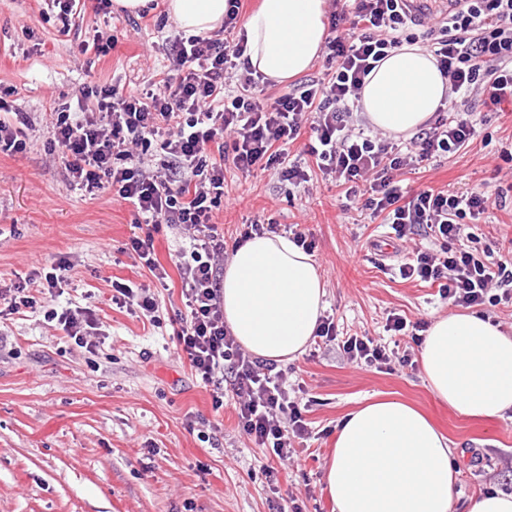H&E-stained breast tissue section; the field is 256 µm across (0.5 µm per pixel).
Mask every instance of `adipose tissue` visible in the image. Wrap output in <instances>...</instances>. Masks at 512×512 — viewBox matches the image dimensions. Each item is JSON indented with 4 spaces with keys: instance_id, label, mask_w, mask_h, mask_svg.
Returning <instances> with one entry per match:
<instances>
[{
    "instance_id": "ef3b65f1",
    "label": "adipose tissue",
    "mask_w": 512,
    "mask_h": 512,
    "mask_svg": "<svg viewBox=\"0 0 512 512\" xmlns=\"http://www.w3.org/2000/svg\"><path fill=\"white\" fill-rule=\"evenodd\" d=\"M226 0H169L168 15L187 34L222 28ZM326 0H262L244 22L246 55L267 81L305 73L327 36ZM434 56L419 44L393 50L365 78L359 108L377 130L408 137L448 95ZM312 256L285 235L253 236L224 268V319L253 356L275 362L302 355L325 309ZM422 375L459 414L512 411V335L488 316L464 310L435 319L420 348ZM457 477L447 438L418 410L377 401L336 429L324 470L335 512H453Z\"/></svg>"
}]
</instances>
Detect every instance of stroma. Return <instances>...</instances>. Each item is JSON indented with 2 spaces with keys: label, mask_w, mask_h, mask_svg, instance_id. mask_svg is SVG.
<instances>
[{
  "label": "stroma",
  "mask_w": 512,
  "mask_h": 512,
  "mask_svg": "<svg viewBox=\"0 0 512 512\" xmlns=\"http://www.w3.org/2000/svg\"><path fill=\"white\" fill-rule=\"evenodd\" d=\"M81 0L69 34L46 20L45 0H0V91L15 90L34 128L26 153L0 157V284L26 277L57 258L69 260V284L56 306H90L106 333L96 354L62 339L42 313L13 316L0 326V512H332L323 474L336 428L350 411L377 399L421 410L455 450L459 492L454 512L489 488L512 493V412L472 419L441 402L415 361L421 342L385 330L389 313L432 322L455 307L437 287L403 280L397 265L423 237L401 241L388 225L320 173L300 186L273 172L243 177L224 171V205L213 222L232 251L244 224L272 220L281 231L312 235L313 259L326 285L328 314L343 334L372 337L396 354L379 370L347 360L337 343L310 344L282 363L312 429L288 468L265 459L237 427L232 402L214 408L170 338L182 308L181 279L172 261L184 246L176 227L154 231L155 252L170 274L157 288L160 325L113 305L111 282L152 284L129 247L138 235L131 207L112 192L74 189L47 142L51 103L75 101L83 88L113 86L136 93L167 64L159 10L146 16L98 9ZM111 37L107 55L81 52ZM469 103L483 133L467 148L398 172L408 190L465 192L512 185V103ZM471 247L512 269V196L493 203L468 225ZM407 355L411 364L400 363ZM277 467L269 486L261 464Z\"/></svg>",
  "instance_id": "obj_1"
}]
</instances>
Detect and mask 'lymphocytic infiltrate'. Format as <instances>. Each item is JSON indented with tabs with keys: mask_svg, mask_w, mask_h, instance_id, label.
Here are the masks:
<instances>
[{
	"mask_svg": "<svg viewBox=\"0 0 512 512\" xmlns=\"http://www.w3.org/2000/svg\"><path fill=\"white\" fill-rule=\"evenodd\" d=\"M242 7V0H227L223 37L168 36L169 67L140 92L125 96L91 87L76 104L50 106L48 144L70 184L89 193L115 192L136 223L148 225L130 248L159 284L169 273L156 257L151 228L163 223L181 230L187 245L174 265L185 312L172 341L214 406L232 397L241 432L284 466L294 459L295 440L309 437L310 428L275 363L243 351L224 323V235L213 222L224 202V166L244 174L272 170L293 184L308 183V171L289 162L288 148L311 130L315 142L308 152L323 178L344 188L346 200L363 198L396 238L422 231L435 239V246L412 251L399 267L401 278L437 285L456 306L485 304L495 285L512 280V270L485 263L461 239L464 219L484 214L490 197L479 189L408 195L394 186L393 174L473 142L479 120L466 105L471 95L494 105L512 99V0H456L440 18L431 5L411 0H337L325 45L331 76L294 83L276 97L250 68L244 40L232 38ZM431 21L440 35L428 49L450 83L443 110L404 146L354 127L365 77L406 41L409 26ZM30 126L29 114L0 96V154L26 152ZM156 149L165 156L160 169L148 164ZM69 268L60 258L1 288L0 321L35 309L37 295H61ZM44 319L87 353L101 345L102 325L90 308L51 307ZM316 336L339 342L353 362L380 369L390 360L388 348L371 337H338L327 316Z\"/></svg>",
	"mask_w": 512,
	"mask_h": 512,
	"instance_id": "obj_1",
	"label": "lymphocytic infiltrate"
}]
</instances>
